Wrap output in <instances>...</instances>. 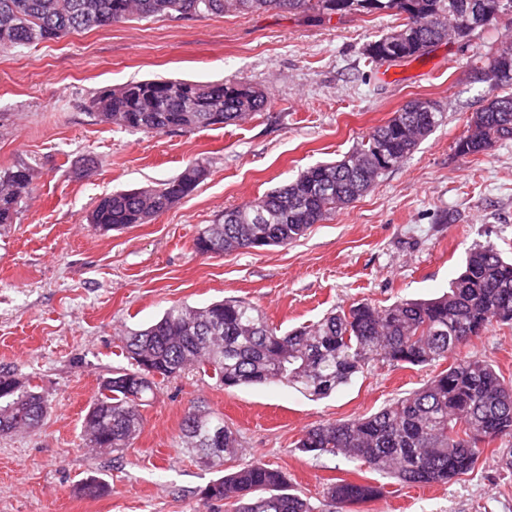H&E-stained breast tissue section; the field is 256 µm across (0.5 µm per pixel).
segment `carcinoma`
Instances as JSON below:
<instances>
[{"mask_svg":"<svg viewBox=\"0 0 512 512\" xmlns=\"http://www.w3.org/2000/svg\"><path fill=\"white\" fill-rule=\"evenodd\" d=\"M0 0V50L60 39L78 30L108 28L134 19L248 15L279 10L322 21L353 12L372 13L388 0ZM409 15L368 43L371 64L389 62L388 40H399L401 60L416 59L447 40L448 11L469 0H403ZM493 95L468 117L479 140L464 135L456 153L467 158L512 139V76L489 87ZM265 92L236 79L209 82L133 80L94 94L88 109L111 125L135 131H193L233 125L263 111ZM443 120L428 99L410 101L375 127L344 159L311 166L294 180L255 201L227 209L194 241L201 254H228L288 245L314 224L363 196L379 175L404 161ZM206 175L199 162L156 186L102 197L89 223L103 231L147 224L189 196ZM33 192V171L17 164L0 173V226L14 222ZM499 323L512 325V259L492 244L470 251L463 271L448 291L432 299H398L387 306L357 302L331 311L318 322L286 333L270 327L258 308L236 300L203 307L171 306L148 327L125 338L124 350L136 369L103 385L84 420L88 447L118 452L131 445L144 426L141 407L155 395L157 379L194 370L210 373L226 388L256 383L284 384L320 397L348 383L377 361L425 366L453 358L448 368L421 389L361 419L336 420L304 432L297 448L314 458L342 455L401 484L430 486L476 469L484 445L498 465L512 470V385L489 361L462 353L475 338ZM44 398L9 370L0 371V432L32 429L47 416ZM218 428L224 444H208ZM184 447L215 467L236 457L242 444L224 417L205 408L186 412ZM381 490L339 480L327 488L326 512L365 503ZM203 498L224 502L234 512H314L289 492L285 475L260 461L210 482Z\"/></svg>","mask_w":512,"mask_h":512,"instance_id":"1","label":"carcinoma"}]
</instances>
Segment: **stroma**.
I'll return each instance as SVG.
<instances>
[{"label":"stroma","instance_id":"35a3bbf8","mask_svg":"<svg viewBox=\"0 0 512 512\" xmlns=\"http://www.w3.org/2000/svg\"><path fill=\"white\" fill-rule=\"evenodd\" d=\"M396 23L384 13L325 23L275 11L159 17L0 51V171L27 164L36 184L15 222L0 227V369L36 386L50 407L38 429L0 434V512H231L201 496L219 470L181 446L193 404L237 431L244 451L227 468L269 464L313 507L345 479L383 489L356 512H512V470L488 451L471 474L407 487L296 447L309 428L376 413L423 387L443 360L372 364L318 400L281 384L227 389L191 372L159 383L130 448L100 454L83 437L103 383L131 366L125 336L171 305L243 300L287 331L354 302L435 297L475 245L512 252V140L467 159L455 153L488 93L474 78L479 61L445 41L379 80L363 48ZM157 77L242 78L271 104L235 125L160 133L100 122L85 107L100 89ZM414 98L436 101L442 124L330 220L285 246L196 251L200 230L224 210L342 159ZM196 159L206 178L151 223L109 232L88 224L102 196L165 182ZM468 350L512 381V326H489ZM90 479L105 484L99 497L80 494Z\"/></svg>","mask_w":512,"mask_h":512}]
</instances>
